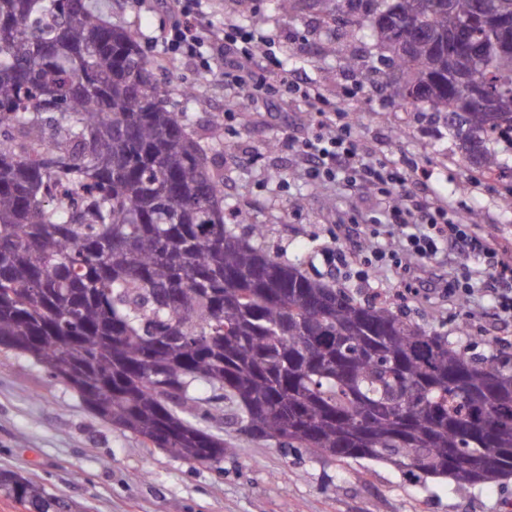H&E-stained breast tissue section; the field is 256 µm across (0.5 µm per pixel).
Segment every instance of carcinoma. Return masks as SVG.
<instances>
[{
  "mask_svg": "<svg viewBox=\"0 0 512 512\" xmlns=\"http://www.w3.org/2000/svg\"><path fill=\"white\" fill-rule=\"evenodd\" d=\"M368 22L389 102L448 116L463 160L512 176V0H313ZM467 74L493 93L471 99ZM136 35L89 0H0V349L147 447L219 464L199 425L325 461L368 459L459 495L512 477V355L466 351L383 301L308 277L224 216L203 142ZM211 395L201 398L198 386ZM27 512H74L0 471Z\"/></svg>",
  "mask_w": 512,
  "mask_h": 512,
  "instance_id": "obj_1",
  "label": "carcinoma"
}]
</instances>
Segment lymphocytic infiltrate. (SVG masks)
Returning a JSON list of instances; mask_svg holds the SVG:
<instances>
[{"label":"lymphocytic infiltrate","mask_w":512,"mask_h":512,"mask_svg":"<svg viewBox=\"0 0 512 512\" xmlns=\"http://www.w3.org/2000/svg\"><path fill=\"white\" fill-rule=\"evenodd\" d=\"M173 10L175 17L161 36L168 55L205 65L219 61L225 85L244 90L250 98L287 92L309 100L317 116L316 127L311 134L290 142L307 178L341 179L351 186L377 188L386 196L398 195L400 201L388 210L383 231L395 236L404 255L426 264L438 259L443 245L449 244L462 254L482 253L485 267L492 273L512 275V263L498 249L472 237L465 225L450 220L447 211L433 202L415 199L399 169L382 160H365L350 125L337 122L333 107L302 74L285 68L273 74L267 67L254 65L252 49L263 41L259 32L244 27L214 28L204 19L203 0H174Z\"/></svg>","instance_id":"lymphocytic-infiltrate-1"}]
</instances>
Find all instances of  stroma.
Segmentation results:
<instances>
[{
  "label": "stroma",
  "mask_w": 512,
  "mask_h": 512,
  "mask_svg": "<svg viewBox=\"0 0 512 512\" xmlns=\"http://www.w3.org/2000/svg\"><path fill=\"white\" fill-rule=\"evenodd\" d=\"M113 24L134 31L169 89L168 104L189 113L205 130L211 113L227 109L229 93L214 72L198 64L171 61L158 45L159 27L169 15L159 5L141 8L129 0H96ZM214 22L226 27L255 24L266 38L268 56L304 75L331 106L360 112L354 129L366 159H390L408 179L417 168L431 179L417 195L447 207L451 219L491 241L512 258V181L489 183L469 171L445 115L413 111L389 103L360 71L378 54L367 32L328 23L312 0H298L289 14H278L273 0H209ZM345 46L338 54L337 46ZM197 88L186 102L183 86ZM316 117L296 95L255 99L249 111L224 121V154L216 164L224 175V208L248 213L264 225L266 244L284 258L302 256L308 276L329 281L361 300L403 292V266L409 258L374 266L368 280L348 264L330 265L334 243L346 255L369 254L376 217L391 200L368 187L305 180L288 139L310 132ZM469 186L458 191L455 180ZM301 207H293L294 199ZM479 212L480 223L470 221ZM475 253L448 250L425 274L428 291L409 302V316L425 327L455 335L471 318L479 335L512 342V326L492 319L490 298L461 301L455 285L482 267ZM209 429L233 444L217 465L189 463L91 414L64 383H49L44 370L25 357L0 350V470L43 483L55 495L81 504L85 512H505L512 506V480L484 483L459 497L445 478L418 483L396 468L369 460L324 462L304 451L254 441L239 434L232 414L209 422Z\"/></svg>",
  "instance_id": "obj_1"
}]
</instances>
